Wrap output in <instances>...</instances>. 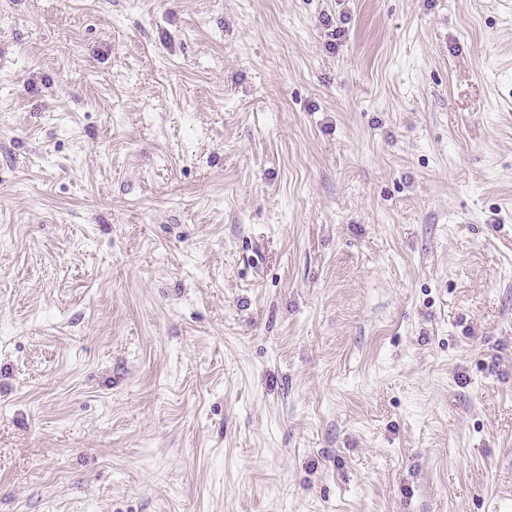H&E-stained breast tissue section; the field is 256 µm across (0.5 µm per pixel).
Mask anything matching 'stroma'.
<instances>
[{"mask_svg": "<svg viewBox=\"0 0 512 512\" xmlns=\"http://www.w3.org/2000/svg\"><path fill=\"white\" fill-rule=\"evenodd\" d=\"M0 512H512V0H0Z\"/></svg>", "mask_w": 512, "mask_h": 512, "instance_id": "obj_1", "label": "stroma"}]
</instances>
